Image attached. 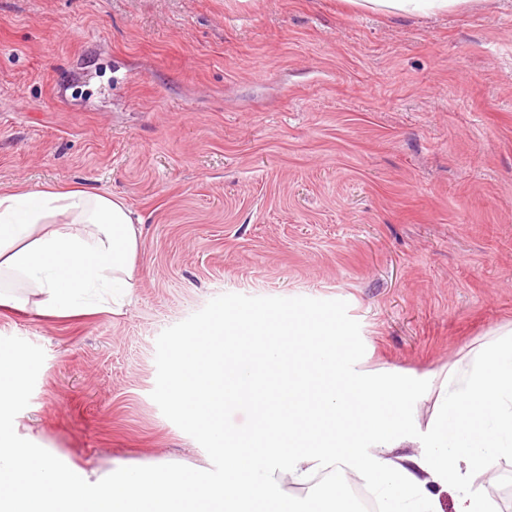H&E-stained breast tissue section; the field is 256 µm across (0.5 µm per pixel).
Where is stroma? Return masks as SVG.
<instances>
[{"instance_id": "1", "label": "stroma", "mask_w": 512, "mask_h": 512, "mask_svg": "<svg viewBox=\"0 0 512 512\" xmlns=\"http://www.w3.org/2000/svg\"><path fill=\"white\" fill-rule=\"evenodd\" d=\"M140 219L121 315L0 314L20 436L104 471L211 467L175 341L325 316L362 368L440 375L512 325V0H0V188ZM460 0H361L363 7L379 9L391 15L429 14L459 3Z\"/></svg>"}]
</instances>
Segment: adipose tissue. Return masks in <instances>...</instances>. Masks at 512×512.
<instances>
[{"label":"adipose tissue","instance_id":"obj_1","mask_svg":"<svg viewBox=\"0 0 512 512\" xmlns=\"http://www.w3.org/2000/svg\"><path fill=\"white\" fill-rule=\"evenodd\" d=\"M140 242L116 195L0 189V309L111 311L135 286ZM238 328L231 318L191 330L174 356L171 408L209 441L215 472L165 459H116L93 478L63 470L51 451L12 437L5 414L24 398V370L1 357L0 512H344L357 478L379 512H440L437 486L455 488L456 512H494L483 484L499 457H512V328L466 367H449L423 428L414 419L423 383L358 370L335 323L257 319L245 337ZM318 377L332 384L307 424L299 393ZM241 404L252 405V424L226 428L222 410Z\"/></svg>","mask_w":512,"mask_h":512}]
</instances>
